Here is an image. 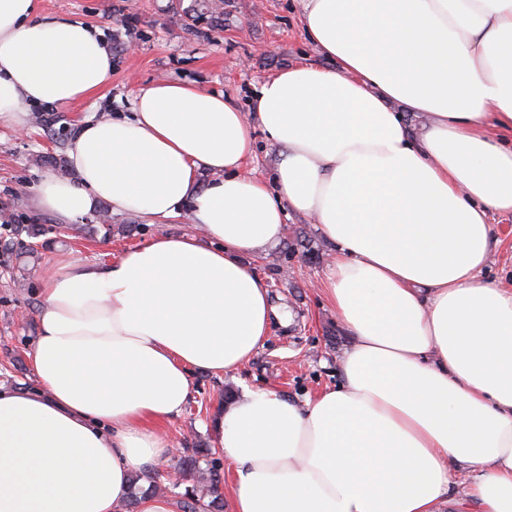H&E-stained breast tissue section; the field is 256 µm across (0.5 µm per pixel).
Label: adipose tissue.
<instances>
[{"instance_id": "ef3b65f1", "label": "adipose tissue", "mask_w": 512, "mask_h": 512, "mask_svg": "<svg viewBox=\"0 0 512 512\" xmlns=\"http://www.w3.org/2000/svg\"><path fill=\"white\" fill-rule=\"evenodd\" d=\"M302 23L335 68L264 80L249 115L157 82L131 116L80 122L70 175L37 185L68 227L106 202L196 230L43 282L35 382L0 384V512H176L132 476L170 459L158 424L195 374L263 348L277 310L249 260L292 213L333 248L318 292L350 344L316 396L245 386L210 414L227 512H439L463 476L478 512H512V290L480 276L491 215L512 214V0H302ZM111 73L99 30L0 0V125ZM257 127L270 185L248 169Z\"/></svg>"}]
</instances>
